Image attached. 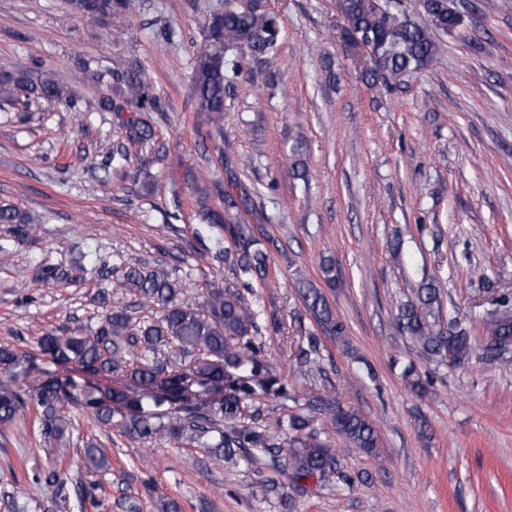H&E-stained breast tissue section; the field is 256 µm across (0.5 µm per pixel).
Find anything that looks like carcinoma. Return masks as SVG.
I'll use <instances>...</instances> for the list:
<instances>
[{"instance_id":"1","label":"carcinoma","mask_w":512,"mask_h":512,"mask_svg":"<svg viewBox=\"0 0 512 512\" xmlns=\"http://www.w3.org/2000/svg\"><path fill=\"white\" fill-rule=\"evenodd\" d=\"M73 11L89 23H99L128 7V0H70ZM430 26L409 18L402 0H336L340 16L350 24L351 41L361 39L369 48L366 74L373 80L389 78L429 66L441 47L429 27L448 31L460 22L459 13L448 0H421ZM281 23L266 9L264 0H224V10L211 16L207 45L192 59L193 95L196 111L208 114L214 129L224 122V92L242 71V58L252 63L251 78L265 75L277 63ZM125 85L122 104L102 108L121 112L149 113L157 109L142 70L121 76ZM30 91L49 101L69 106L76 94L51 79L29 83L21 73L0 75V101H12L18 92ZM154 129L138 116L131 120L130 139L145 145ZM248 209L245 195L224 193V212L201 206L200 217L223 230L234 243L235 252L224 262L236 272L265 280L273 272L267 249L261 241L245 235L242 210ZM0 224H12L29 235L33 227L11 206H0ZM129 290L140 303L154 306L157 319L132 323V305L123 299ZM307 310L329 336H342L345 326L336 319L323 292L302 284ZM95 303L102 309L96 327L85 333L75 327L49 331L39 337V353L58 366L75 365L90 378L79 382L70 374L54 373L35 390L20 381L35 366L36 356L23 360L9 347H0V423L9 424L26 408L35 412V424L45 443L70 440L75 429L73 410H81L97 427L116 429L132 440L150 442L166 437L178 448H202L220 462L241 456L249 462L262 455L268 459L270 489L287 478L296 488L314 479L328 481L343 476L335 449L320 438L314 421L346 437L355 448L371 451L377 447V430L361 412L329 400L308 401L298 410L272 424L261 421V410L251 409L258 396L292 400L281 378L261 360L262 337L256 312L241 293L213 279L206 286L201 303L186 298V282L166 267L129 266L122 276L99 288ZM438 290L432 284L419 289L400 309L398 330L411 336L431 355L458 360L471 355L469 332L450 322L444 326L429 321ZM485 335L490 337L486 353L503 357L512 349V300L489 313ZM175 348L193 356L179 369L160 358L165 349ZM319 354V340L310 339L309 349L296 359V372L312 371ZM117 376L121 387H100L94 379ZM77 470L96 476L112 474V462L99 447L84 442ZM44 494L57 498L73 490L83 512L101 506L98 480L72 482L69 472L49 467L35 473Z\"/></svg>"}]
</instances>
